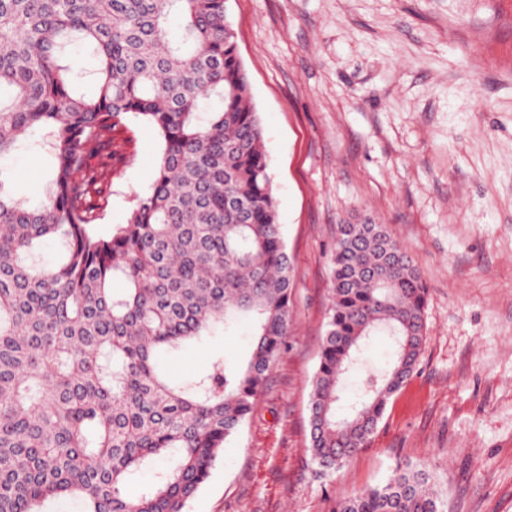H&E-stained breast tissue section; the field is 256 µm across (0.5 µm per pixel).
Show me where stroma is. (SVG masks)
<instances>
[{"mask_svg": "<svg viewBox=\"0 0 512 512\" xmlns=\"http://www.w3.org/2000/svg\"><path fill=\"white\" fill-rule=\"evenodd\" d=\"M293 262L292 321L268 387L187 512H327L397 465L433 473L446 512H512V0H226ZM96 229L125 223L161 142L127 118ZM1 185L38 206L45 134ZM387 224L428 290L416 369L364 448L322 476L311 381L338 224ZM248 324L167 358L177 376L245 359Z\"/></svg>", "mask_w": 512, "mask_h": 512, "instance_id": "stroma-1", "label": "stroma"}]
</instances>
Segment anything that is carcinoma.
Here are the masks:
<instances>
[{
	"label": "carcinoma",
	"instance_id": "obj_1",
	"mask_svg": "<svg viewBox=\"0 0 512 512\" xmlns=\"http://www.w3.org/2000/svg\"><path fill=\"white\" fill-rule=\"evenodd\" d=\"M180 34L170 37L171 18ZM93 47L73 88L59 53ZM0 158L44 130L51 188L36 208L0 171V512L79 499L82 512H186L252 414L291 322L292 260L263 128L225 0H0ZM132 116L161 141L147 194L94 232L115 133ZM48 240L52 265L31 261ZM333 299L310 396L307 453L334 473L364 447L425 339L426 288L387 225H338ZM252 326L244 363L175 378L163 360L224 326ZM395 351L343 396L360 350ZM170 462L134 499L125 484ZM427 467L397 466L330 512H444Z\"/></svg>",
	"mask_w": 512,
	"mask_h": 512
}]
</instances>
